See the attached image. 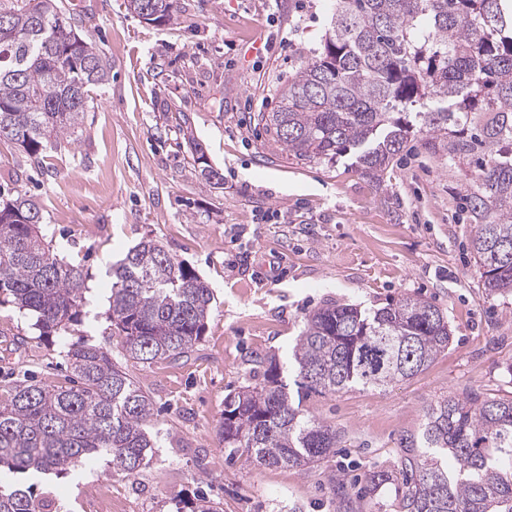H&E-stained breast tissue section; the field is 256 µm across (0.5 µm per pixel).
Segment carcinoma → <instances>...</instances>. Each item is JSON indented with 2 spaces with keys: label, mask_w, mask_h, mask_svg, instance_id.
<instances>
[{
  "label": "carcinoma",
  "mask_w": 512,
  "mask_h": 512,
  "mask_svg": "<svg viewBox=\"0 0 512 512\" xmlns=\"http://www.w3.org/2000/svg\"><path fill=\"white\" fill-rule=\"evenodd\" d=\"M175 0H127L149 22ZM109 62L66 22L57 0L0 8V139L32 156L77 133L91 88ZM294 156L334 163L351 155L377 180L408 141L473 171L464 210L483 287L512 293V0H336L320 48L302 61L261 117ZM43 213L24 194L0 201V305L32 319L39 336L80 322L86 275L46 243ZM214 295L194 268L147 238L112 266L107 318L123 356L176 361L202 340ZM452 332L427 300L404 296L365 311L325 304L305 316L293 349L305 392L386 388L446 349ZM72 386L22 383L0 396V469L67 475L93 455L132 477L155 443L153 404L103 346L69 349ZM224 447L264 466H307L335 451L341 434L294 405L279 364L224 398ZM407 489L402 512H512V398L475 390L429 405L400 438ZM457 465L448 471V459ZM173 512H217L204 495ZM0 512H36L32 494L0 481Z\"/></svg>",
  "instance_id": "cac0c4a2"
}]
</instances>
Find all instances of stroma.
Listing matches in <instances>:
<instances>
[{
  "label": "stroma",
  "instance_id": "stroma-1",
  "mask_svg": "<svg viewBox=\"0 0 512 512\" xmlns=\"http://www.w3.org/2000/svg\"><path fill=\"white\" fill-rule=\"evenodd\" d=\"M111 70L95 86L71 138L40 157L0 140V195L43 210L55 251L87 274L81 321L64 338L39 337L28 315L0 306V392L36 375L58 383L68 345H106L113 264L151 238L193 267L214 302L188 358L128 367L158 420L148 465L116 475L108 456L63 477L17 473L38 512H99L108 483L128 512H171L202 494L220 512H400L399 439L424 408L475 389L512 396V295L482 286L460 208L466 176L410 141L380 181L343 157L288 155L258 115L272 111L289 73L318 47L334 0H176L162 25L126 0H61ZM265 54L246 58L254 32ZM220 174L206 182L192 145ZM404 295L438 307L453 338L425 370L386 389L309 394L308 415L342 443L307 467H261L231 455L217 434L224 398L288 356L310 311L330 302L377 309ZM389 479L375 486L369 472Z\"/></svg>",
  "mask_w": 512,
  "mask_h": 512
}]
</instances>
